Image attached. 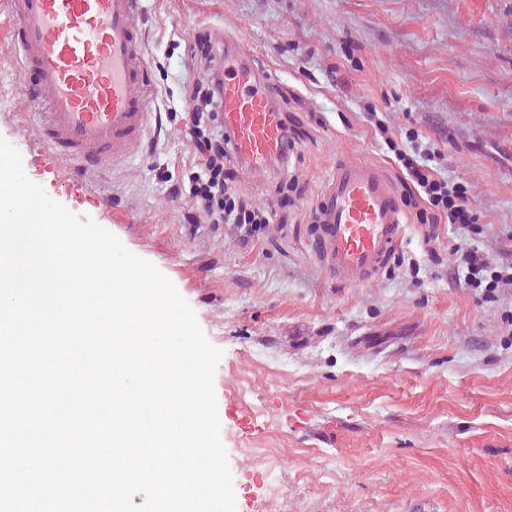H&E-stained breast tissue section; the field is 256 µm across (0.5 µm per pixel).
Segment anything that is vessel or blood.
I'll return each mask as SVG.
<instances>
[{"instance_id": "b4317fda", "label": "vessel or blood", "mask_w": 512, "mask_h": 512, "mask_svg": "<svg viewBox=\"0 0 512 512\" xmlns=\"http://www.w3.org/2000/svg\"><path fill=\"white\" fill-rule=\"evenodd\" d=\"M142 0H0L17 51L22 89L49 92L36 136L75 176L132 157L149 133L151 91L136 21ZM243 49L224 43V129L235 153L260 169L286 147L271 104L273 83ZM312 249L326 272L351 286L374 282L404 232L405 209L385 169L342 161L323 182Z\"/></svg>"}]
</instances>
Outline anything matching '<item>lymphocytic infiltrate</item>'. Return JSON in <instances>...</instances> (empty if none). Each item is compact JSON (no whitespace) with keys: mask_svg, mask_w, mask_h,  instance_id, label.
<instances>
[{"mask_svg":"<svg viewBox=\"0 0 512 512\" xmlns=\"http://www.w3.org/2000/svg\"><path fill=\"white\" fill-rule=\"evenodd\" d=\"M215 43L211 31L201 29L194 33L189 62L192 77L183 83L178 103L169 106L167 112L191 154L186 177L172 181L161 167L155 176L169 184L172 200L187 203L185 223L226 225L237 241L246 245L258 238L266 225L287 223L288 183L281 179L272 184L269 202L263 207L237 184V170L243 162L233 153L224 131V64L217 58ZM364 108L394 154L405 189L404 204L415 223L425 227L426 240H435L442 224L468 232L480 223L481 216L470 202L467 187L448 181L435 166L441 151L429 142L426 131L414 127L406 131L403 141H396L388 138L376 106L368 102ZM451 253L465 266L469 287L492 293L501 286L512 285V263L496 265L477 250L459 246L453 247Z\"/></svg>","mask_w":512,"mask_h":512,"instance_id":"obj_1","label":"lymphocytic infiltrate"}]
</instances>
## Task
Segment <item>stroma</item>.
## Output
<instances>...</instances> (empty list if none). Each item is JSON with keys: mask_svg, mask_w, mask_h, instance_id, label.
Wrapping results in <instances>:
<instances>
[{"mask_svg": "<svg viewBox=\"0 0 512 512\" xmlns=\"http://www.w3.org/2000/svg\"><path fill=\"white\" fill-rule=\"evenodd\" d=\"M138 24L156 106L179 92L192 29L237 42L288 99L305 134L281 173L306 203L249 245L185 224L152 172L190 154L152 117L135 156L87 182L96 209L51 182L12 46L0 35V138L25 177L169 278L222 356L214 375L236 512H512V287L460 283L467 241L512 254V0H144ZM391 134L419 126L449 180L467 185L477 232L408 224L372 284L331 278L311 252L307 203L342 159L381 165L364 102Z\"/></svg>", "mask_w": 512, "mask_h": 512, "instance_id": "stroma-1", "label": "stroma"}]
</instances>
